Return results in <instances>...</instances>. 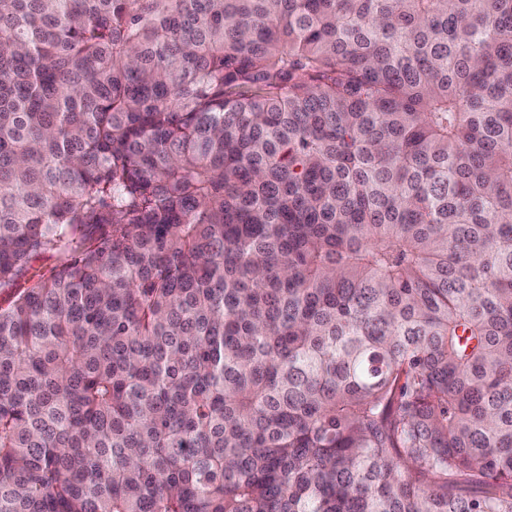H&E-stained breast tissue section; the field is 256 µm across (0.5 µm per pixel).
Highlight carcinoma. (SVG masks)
<instances>
[{
  "label": "carcinoma",
  "instance_id": "1",
  "mask_svg": "<svg viewBox=\"0 0 512 512\" xmlns=\"http://www.w3.org/2000/svg\"><path fill=\"white\" fill-rule=\"evenodd\" d=\"M41 251L0 512H512V0H0Z\"/></svg>",
  "mask_w": 512,
  "mask_h": 512
}]
</instances>
